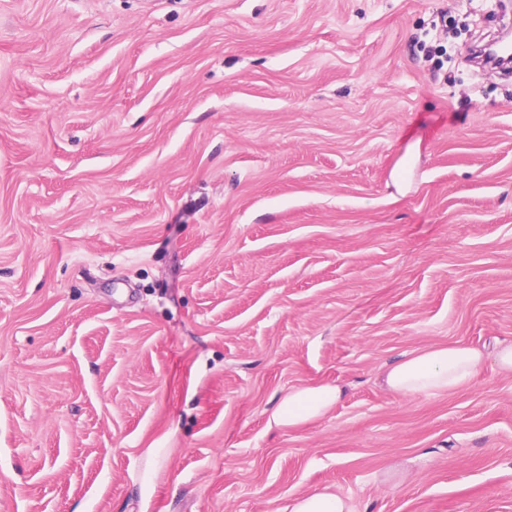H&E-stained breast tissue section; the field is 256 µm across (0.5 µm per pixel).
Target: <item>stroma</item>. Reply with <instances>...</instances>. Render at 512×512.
Masks as SVG:
<instances>
[{
	"instance_id": "35a3bbf8",
	"label": "stroma",
	"mask_w": 512,
	"mask_h": 512,
	"mask_svg": "<svg viewBox=\"0 0 512 512\" xmlns=\"http://www.w3.org/2000/svg\"><path fill=\"white\" fill-rule=\"evenodd\" d=\"M500 13L0 0V512H512V376L378 379L512 341V77L469 56ZM486 357L475 346L439 344L403 355L383 371L382 382L402 396L449 393L469 387ZM345 394V387L338 383L293 388L279 401L269 423L288 428L309 425L327 416ZM290 512H355L351 500L339 492L316 491L298 496Z\"/></svg>"
}]
</instances>
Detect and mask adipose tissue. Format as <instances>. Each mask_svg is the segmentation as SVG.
<instances>
[{
  "label": "adipose tissue",
  "instance_id": "obj_1",
  "mask_svg": "<svg viewBox=\"0 0 512 512\" xmlns=\"http://www.w3.org/2000/svg\"><path fill=\"white\" fill-rule=\"evenodd\" d=\"M488 358L500 374L512 375V342L499 344L490 355L478 347L455 343L403 355L383 371L382 382L402 396L449 393L469 387ZM345 394L338 383L291 389L273 410L270 421L291 428L309 425L327 416Z\"/></svg>",
  "mask_w": 512,
  "mask_h": 512
}]
</instances>
